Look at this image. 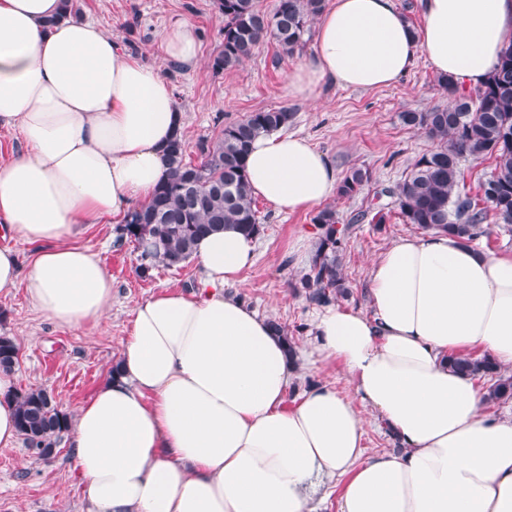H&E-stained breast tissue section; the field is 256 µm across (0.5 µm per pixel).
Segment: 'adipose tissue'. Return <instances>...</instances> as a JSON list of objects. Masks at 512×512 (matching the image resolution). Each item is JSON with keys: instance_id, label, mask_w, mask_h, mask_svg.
<instances>
[{"instance_id": "ef3b65f1", "label": "adipose tissue", "mask_w": 512, "mask_h": 512, "mask_svg": "<svg viewBox=\"0 0 512 512\" xmlns=\"http://www.w3.org/2000/svg\"><path fill=\"white\" fill-rule=\"evenodd\" d=\"M412 26L393 0H336L317 21L290 97L387 87L418 58L457 92L483 88L512 44V0H421ZM164 56L201 59L180 19ZM0 127L21 147L0 163V224L36 250L28 271L0 249V294L25 283L60 326L95 325L112 299L99 259L69 244L78 225L121 219L166 180L183 129L172 84L62 0H0ZM254 196L278 213L312 211L337 191L336 168L304 137H258ZM235 226L201 238L195 292L165 291L132 312L114 371L69 428L86 512H316L341 478L338 512H512V419L488 414L448 356L471 348L512 366V252L445 231L399 240L370 264L371 313L316 310L307 357L340 361L353 382L311 387L286 408L297 365L265 317L224 288L256 261ZM400 453H366L364 410ZM341 482L332 481L320 484L315 493L318 502V512H338V498Z\"/></svg>"}]
</instances>
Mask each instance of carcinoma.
<instances>
[{"instance_id":"carcinoma-1","label":"carcinoma","mask_w":512,"mask_h":512,"mask_svg":"<svg viewBox=\"0 0 512 512\" xmlns=\"http://www.w3.org/2000/svg\"><path fill=\"white\" fill-rule=\"evenodd\" d=\"M213 5L224 21L222 42L209 62L219 75L240 65L266 37L283 53L294 52L310 21L324 10L325 0H277L270 14L258 8L257 0H213ZM441 84L454 96L448 106L400 115L403 124L425 130L437 145L382 194L392 199L403 223L422 230L448 231L470 244L488 233L486 221L492 217L496 227L512 233V45L502 52L484 88L475 93L456 95L448 81ZM290 118L283 108L251 112L224 127L215 140L200 143L197 163L186 160L185 141L174 140L167 180L147 205L130 210L116 227V243H132L139 250L141 276H150L160 265L182 267L200 237L228 224L260 235L262 224L246 179L247 158L258 136L281 129ZM466 157L495 159L494 170L474 196L459 188ZM365 180L364 173L353 171L340 183L338 194L355 195ZM313 223L321 229L319 244L296 287L310 302L326 306L349 294L340 260L345 230L337 228L331 208L320 210ZM17 360L15 342L0 336V370H12ZM448 368L490 382L489 403L512 399V375L487 354H450ZM13 400L26 448L40 459L50 458L69 428V414L42 389L17 391Z\"/></svg>"}]
</instances>
